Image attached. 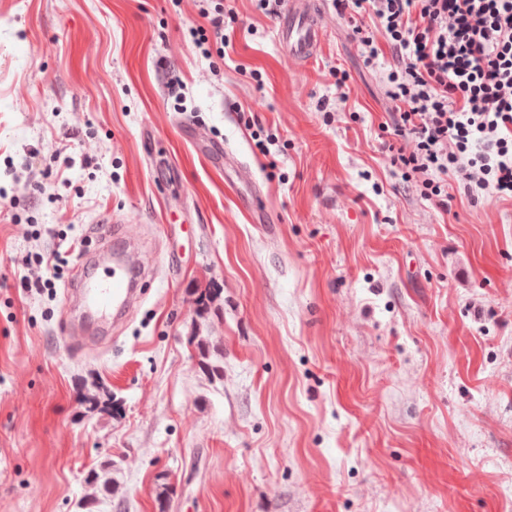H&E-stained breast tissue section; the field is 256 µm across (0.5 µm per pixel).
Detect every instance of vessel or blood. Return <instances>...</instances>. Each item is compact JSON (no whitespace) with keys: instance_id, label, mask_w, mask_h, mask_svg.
<instances>
[{"instance_id":"1","label":"vessel or blood","mask_w":512,"mask_h":512,"mask_svg":"<svg viewBox=\"0 0 512 512\" xmlns=\"http://www.w3.org/2000/svg\"><path fill=\"white\" fill-rule=\"evenodd\" d=\"M277 26L294 57L311 60L320 41V25L315 14L308 9L289 4L278 18ZM97 246L94 257L101 262L104 276L90 274L80 268L68 284V302L72 309L82 313L111 317L113 325H121L140 304L151 288L147 273L132 277L127 232L123 225L96 227Z\"/></svg>"}]
</instances>
